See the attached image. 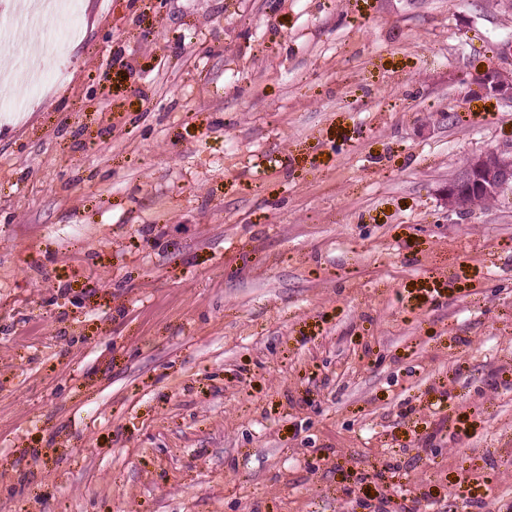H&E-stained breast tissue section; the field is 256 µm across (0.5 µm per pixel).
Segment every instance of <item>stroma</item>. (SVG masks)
<instances>
[{
  "label": "stroma",
  "instance_id": "35a3bbf8",
  "mask_svg": "<svg viewBox=\"0 0 512 512\" xmlns=\"http://www.w3.org/2000/svg\"><path fill=\"white\" fill-rule=\"evenodd\" d=\"M0 121V512H512V0H81ZM485 94L508 103L512 102V77L496 67H488L476 79ZM512 187V147L484 151L468 158L461 171L448 182L446 200L449 213L464 212L460 189L472 195L498 196Z\"/></svg>",
  "mask_w": 512,
  "mask_h": 512
}]
</instances>
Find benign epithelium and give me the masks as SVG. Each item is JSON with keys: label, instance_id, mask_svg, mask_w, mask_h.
Masks as SVG:
<instances>
[{"label": "benign epithelium", "instance_id": "benign-epithelium-1", "mask_svg": "<svg viewBox=\"0 0 512 512\" xmlns=\"http://www.w3.org/2000/svg\"><path fill=\"white\" fill-rule=\"evenodd\" d=\"M485 94L508 103L512 102V77L496 67L487 68L476 78ZM512 187V147L484 151L468 158L461 171L448 182L446 200L448 212H464L460 190L472 195L498 196Z\"/></svg>", "mask_w": 512, "mask_h": 512}]
</instances>
